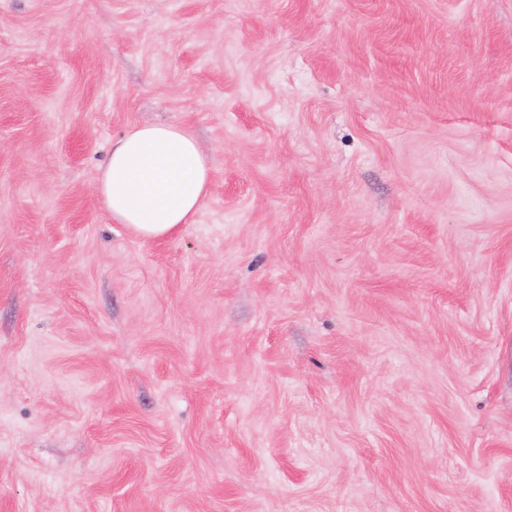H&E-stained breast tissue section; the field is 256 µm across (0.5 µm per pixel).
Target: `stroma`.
Segmentation results:
<instances>
[{"label":"stroma","mask_w":512,"mask_h":512,"mask_svg":"<svg viewBox=\"0 0 512 512\" xmlns=\"http://www.w3.org/2000/svg\"><path fill=\"white\" fill-rule=\"evenodd\" d=\"M0 512H512V0H0ZM209 183L208 157L186 127L143 123L112 141L96 191L113 221L157 239L191 222Z\"/></svg>","instance_id":"35a3bbf8"}]
</instances>
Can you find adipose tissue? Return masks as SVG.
Segmentation results:
<instances>
[{"label":"adipose tissue","mask_w":512,"mask_h":512,"mask_svg":"<svg viewBox=\"0 0 512 512\" xmlns=\"http://www.w3.org/2000/svg\"><path fill=\"white\" fill-rule=\"evenodd\" d=\"M209 183L208 157L186 127L143 123L113 141L96 191L113 221L157 239L191 222Z\"/></svg>","instance_id":"obj_1"}]
</instances>
